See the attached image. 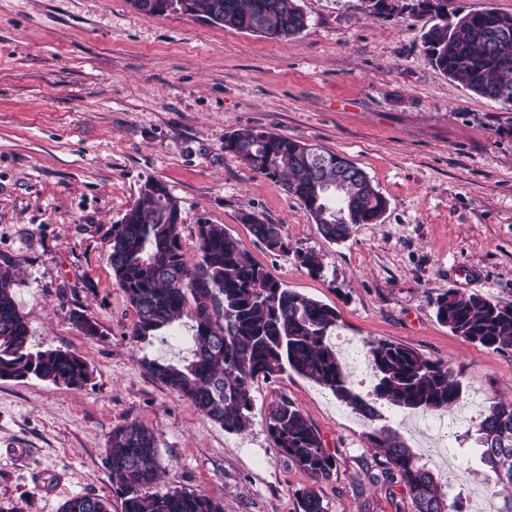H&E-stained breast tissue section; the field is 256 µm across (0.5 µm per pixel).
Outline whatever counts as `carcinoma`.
<instances>
[{"label": "carcinoma", "mask_w": 512, "mask_h": 512, "mask_svg": "<svg viewBox=\"0 0 512 512\" xmlns=\"http://www.w3.org/2000/svg\"><path fill=\"white\" fill-rule=\"evenodd\" d=\"M148 18L163 16L164 0H131ZM183 12L224 28L288 40L307 27L297 0H183ZM385 16H419L406 0H376ZM434 23L424 34L433 67L476 95L512 103V15L477 10L448 14L434 0ZM452 16V21L445 17ZM306 144L286 135L241 128L224 140V152L280 183L296 197L328 241L342 242L358 224H376L387 201L365 186L366 172L346 157L321 150L326 163L309 166ZM352 170L347 176L342 170ZM182 211L159 181L140 190L135 203L112 225L108 261L117 285L135 309L131 337L137 343L190 324L184 340L188 356L165 363L144 356L141 367L180 394L192 407L230 433L252 426L254 384L293 372L330 390L338 401L370 421L382 419L377 405L399 411L445 413L463 394L458 375L415 350L382 339H367V362L374 376L364 395L351 383L329 336L336 331V308L301 294L258 264L222 224L196 225L198 260L187 258L181 239ZM240 223L269 251L287 249L283 226L245 211ZM15 278L0 267V379L34 376L81 388L86 362L68 349L31 351L29 329L13 295ZM436 318L472 344L512 353V304L486 296L446 292L434 301ZM265 424L273 447L313 482L296 491V512H327L315 486L331 480L336 455L319 430L285 397L272 401ZM370 447L381 470L369 477L406 490L414 512H464L461 494L449 496L432 470L389 424L373 429ZM487 484L499 499L493 512H512V402H492L477 428ZM123 512H224V503L194 490L151 491L162 456L157 436L136 421L112 431L105 458ZM107 498L93 494L68 499L61 512H111Z\"/></svg>", "instance_id": "cac0c4a2"}]
</instances>
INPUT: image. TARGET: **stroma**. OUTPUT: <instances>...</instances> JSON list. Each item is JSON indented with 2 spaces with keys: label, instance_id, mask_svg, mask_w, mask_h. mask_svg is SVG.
I'll use <instances>...</instances> for the list:
<instances>
[{
  "label": "stroma",
  "instance_id": "1",
  "mask_svg": "<svg viewBox=\"0 0 512 512\" xmlns=\"http://www.w3.org/2000/svg\"><path fill=\"white\" fill-rule=\"evenodd\" d=\"M307 17L279 40L173 13L150 19L130 0H0V266L32 350L67 348L87 363L74 389L0 380V505L31 498L60 512L77 494L111 499L114 429L137 421L159 439L160 489L188 488L224 512H296L309 478L272 446L270 402H295L339 466L318 491L328 512H413L401 487L373 485V425L295 373L254 388L253 425L229 433L140 366L177 361L169 334L140 344L135 311L108 262L112 226L156 180L180 201L196 260L200 221L224 225L289 288L336 307L337 334L386 339L447 364L475 420L432 467L454 493L484 483L476 430L512 402V355L455 336L435 317L448 291L512 304V105L478 96L433 68L430 16L368 15L362 0H298ZM287 135L341 154L387 201L376 224L328 242L301 202L225 153L234 130ZM283 225L287 248L255 242L239 215ZM319 255L308 273L302 252ZM91 316L85 335L72 313Z\"/></svg>",
  "mask_w": 512,
  "mask_h": 512
}]
</instances>
